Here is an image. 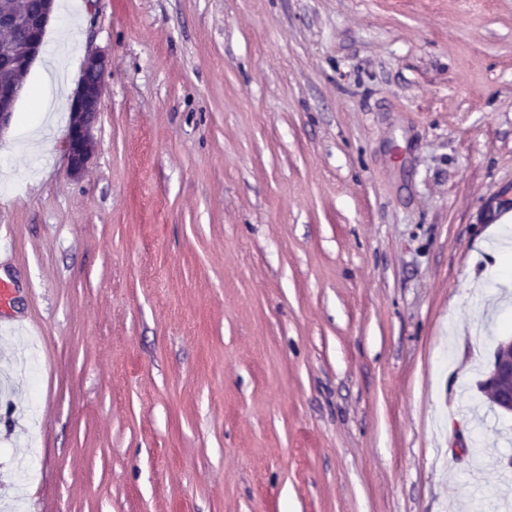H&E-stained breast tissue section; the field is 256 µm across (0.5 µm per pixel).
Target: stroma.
<instances>
[{"instance_id":"obj_1","label":"stroma","mask_w":512,"mask_h":512,"mask_svg":"<svg viewBox=\"0 0 512 512\" xmlns=\"http://www.w3.org/2000/svg\"><path fill=\"white\" fill-rule=\"evenodd\" d=\"M507 213L512 0H65L0 132V512H512ZM107 57L98 51H89L83 61L81 77L70 105V121L65 156L67 172L81 176L92 159L96 141L94 128L102 110ZM493 405L503 415L512 414V338L499 341L491 368L482 382Z\"/></svg>"}]
</instances>
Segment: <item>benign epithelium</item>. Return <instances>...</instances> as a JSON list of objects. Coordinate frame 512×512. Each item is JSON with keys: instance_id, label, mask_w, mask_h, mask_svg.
Instances as JSON below:
<instances>
[{"instance_id": "7a95c632", "label": "benign epithelium", "mask_w": 512, "mask_h": 512, "mask_svg": "<svg viewBox=\"0 0 512 512\" xmlns=\"http://www.w3.org/2000/svg\"><path fill=\"white\" fill-rule=\"evenodd\" d=\"M55 0H39L33 11H0V34L20 30L21 47L7 48L0 53V71L8 76L0 78V131L7 128L14 116L15 104L22 90L23 76L42 52L44 37ZM107 57L98 51H89L83 61L81 77L70 105V121L65 156L67 172L81 176L92 159L96 141L94 128L102 110ZM493 405L503 415L512 414V338L499 341L491 368L482 382Z\"/></svg>"}]
</instances>
